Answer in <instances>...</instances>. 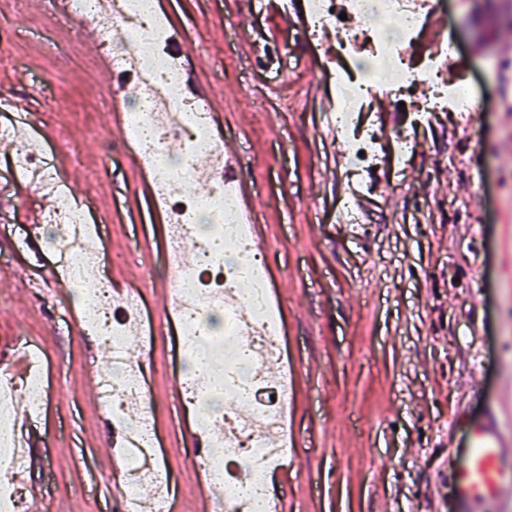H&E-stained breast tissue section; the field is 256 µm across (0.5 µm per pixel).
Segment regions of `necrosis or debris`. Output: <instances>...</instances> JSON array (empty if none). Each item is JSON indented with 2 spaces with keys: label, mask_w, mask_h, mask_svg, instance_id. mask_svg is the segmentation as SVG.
I'll use <instances>...</instances> for the list:
<instances>
[{
  "label": "necrosis or debris",
  "mask_w": 512,
  "mask_h": 512,
  "mask_svg": "<svg viewBox=\"0 0 512 512\" xmlns=\"http://www.w3.org/2000/svg\"><path fill=\"white\" fill-rule=\"evenodd\" d=\"M138 2L68 0V11L93 23L100 54L110 60L114 72L136 82L139 106L125 114L128 140L134 157L152 174L155 206L168 216L163 267L174 280L171 299L179 345L193 356L200 350L223 349L225 339L233 341L234 355L219 375L192 370L181 381L182 407L198 410L196 426L205 443L200 467L210 484L223 488L224 512H272L267 485L271 470L288 455L289 385L287 375H267L262 363L281 358L282 325L271 301L265 263L251 253L236 178L224 168V147L212 133L209 107L202 97L186 91V65L175 50L181 35L161 12H140ZM361 6L372 9L375 16L367 38L371 65L382 66L393 86L429 83L432 68L411 69L402 62L403 46L420 24V0H319L312 22L326 25ZM389 21L397 24L395 34L384 29ZM336 85L341 102L330 122L338 134L348 137L355 165L363 171L373 163L378 139L372 128L359 138L350 136L364 86L342 74L337 75ZM174 138L181 140L182 148L177 160L171 161L165 149ZM0 139L18 145L13 177L33 182L56 198V206L43 221L56 228L50 245L57 274L89 297L77 320L87 334L111 350L98 389L113 425L124 433L125 455L134 465L126 491L129 504L138 512L143 489L157 486L162 494L151 502L150 512H171L173 499L160 468L138 464L141 455L158 445L155 427L145 414L132 425L126 420L128 411L144 398L142 373L127 356V337L141 322L145 306L137 295H128L122 317L113 318L116 297L111 279L103 273L104 237L91 219L89 203L71 199L46 149L21 140L14 124H0ZM193 183L203 185V194L185 196V186ZM183 240L194 243L195 262L180 258L178 244ZM215 310L224 313L220 334L214 333L207 319ZM48 390L39 372L27 374L21 386L8 371L0 372V512H20L13 423L22 411L38 417ZM217 397L224 401L221 411H208V403Z\"/></svg>",
  "instance_id": "necrosis-or-debris-1"
}]
</instances>
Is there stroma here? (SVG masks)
Listing matches in <instances>:
<instances>
[{"label": "stroma", "instance_id": "obj_1", "mask_svg": "<svg viewBox=\"0 0 512 512\" xmlns=\"http://www.w3.org/2000/svg\"><path fill=\"white\" fill-rule=\"evenodd\" d=\"M181 30L183 59L206 90L213 131L242 155L271 287L279 291L288 372L286 512H456L448 452H465L463 417L496 399L512 404V107L500 105L503 54L512 48V0H440L406 47L434 64L445 87L471 86L478 108L449 105L417 125L408 115L430 90L396 94L372 83L366 118L384 131V158L355 190L360 222L345 234L336 204L348 181L345 145L324 122L331 75L351 67L325 57L342 31L310 36L287 16L308 0H156ZM51 29L67 57L34 37ZM454 60L434 54L437 36ZM120 89L98 55L93 29H76L45 0H0V99L29 112V130L63 163L71 197L92 198L118 256L115 288L137 290L158 333L131 335L146 371L147 410L173 512H203L198 454L186 432L183 359L161 286L168 222L129 157L115 104ZM410 152L396 162L397 137ZM32 190L0 222V353L36 337L49 395L19 480L26 503L47 512H116L113 447L85 371L93 337L65 322L79 295L50 286L54 256L29 240Z\"/></svg>", "mask_w": 512, "mask_h": 512}]
</instances>
